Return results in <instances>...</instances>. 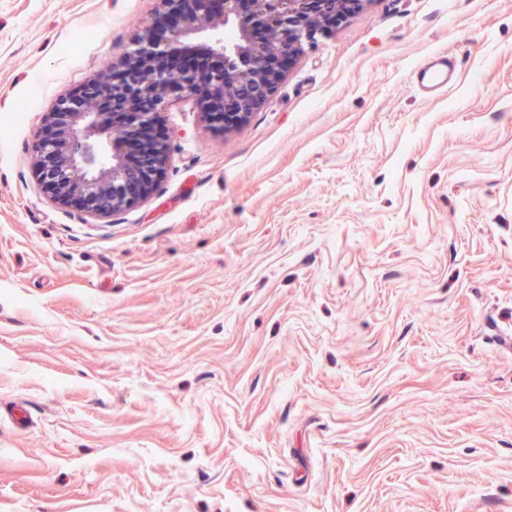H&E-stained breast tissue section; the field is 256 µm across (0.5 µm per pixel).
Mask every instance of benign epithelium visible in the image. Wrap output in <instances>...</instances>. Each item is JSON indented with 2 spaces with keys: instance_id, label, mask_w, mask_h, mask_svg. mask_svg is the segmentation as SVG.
Here are the masks:
<instances>
[{
  "instance_id": "benign-epithelium-1",
  "label": "benign epithelium",
  "mask_w": 512,
  "mask_h": 512,
  "mask_svg": "<svg viewBox=\"0 0 512 512\" xmlns=\"http://www.w3.org/2000/svg\"><path fill=\"white\" fill-rule=\"evenodd\" d=\"M363 0H159L151 24L95 79L112 98L58 101L33 152L38 178L57 203L108 216L147 200L169 163L166 141L138 153L170 95L194 100L208 125L240 129L305 43ZM233 38H224V31ZM138 153V159L130 157Z\"/></svg>"
}]
</instances>
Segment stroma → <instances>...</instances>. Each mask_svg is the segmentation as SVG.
I'll list each match as a JSON object with an SVG mask.
<instances>
[{
    "label": "stroma",
    "instance_id": "obj_1",
    "mask_svg": "<svg viewBox=\"0 0 512 512\" xmlns=\"http://www.w3.org/2000/svg\"><path fill=\"white\" fill-rule=\"evenodd\" d=\"M158 0H0V512H512V0H364L94 217L32 142ZM457 80L424 98L431 52ZM456 66L447 50H437L410 72V81L420 91L433 97L447 92L453 85Z\"/></svg>",
    "mask_w": 512,
    "mask_h": 512
}]
</instances>
